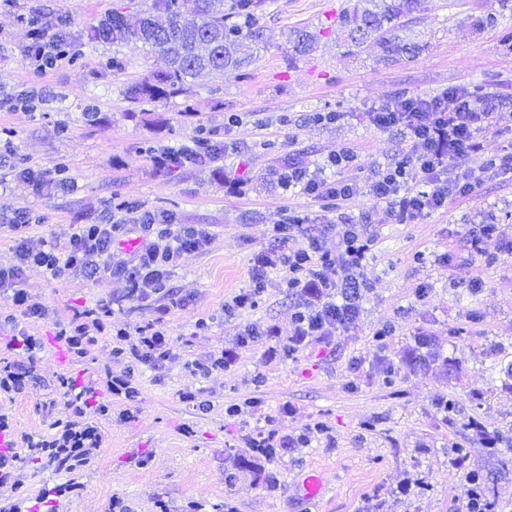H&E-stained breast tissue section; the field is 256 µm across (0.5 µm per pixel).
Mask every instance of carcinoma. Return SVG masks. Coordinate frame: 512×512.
Segmentation results:
<instances>
[{
    "mask_svg": "<svg viewBox=\"0 0 512 512\" xmlns=\"http://www.w3.org/2000/svg\"><path fill=\"white\" fill-rule=\"evenodd\" d=\"M264 0H152L145 15L126 14L114 10L91 27L89 39L96 42L121 43L135 38L163 55L167 69L148 73L125 91L134 104L156 102L173 95L190 92L191 82L201 74H224V69L245 68L251 60L240 56L243 43L263 40V29L257 14ZM421 8V0H379L373 7H360L339 14L340 23L348 30L351 45L359 47L370 41L379 57L400 63L424 50L422 45H409L399 38L402 18ZM315 37L305 30L296 31L295 52L306 55L313 51ZM85 407L101 410L108 401L98 395V388L82 386ZM40 411L54 422L64 421L67 411L58 408L55 400L39 403ZM90 449L70 454L57 448L37 444L20 454L0 453V486L11 483L13 473L8 467L16 463L36 471L49 470L54 475H67L64 484L44 490L43 498L55 500L48 512H58V497L75 495L81 488L79 478L89 462Z\"/></svg>",
    "mask_w": 512,
    "mask_h": 512,
    "instance_id": "1",
    "label": "carcinoma"
}]
</instances>
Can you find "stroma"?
<instances>
[{
	"instance_id": "obj_1",
	"label": "stroma",
	"mask_w": 512,
	"mask_h": 512,
	"mask_svg": "<svg viewBox=\"0 0 512 512\" xmlns=\"http://www.w3.org/2000/svg\"><path fill=\"white\" fill-rule=\"evenodd\" d=\"M357 2L266 0L259 14L266 43L247 71L197 79L188 95L135 111L126 87L165 69V59L135 40L90 41L87 31L112 10L144 11L150 0H20L0 7V93L34 88L47 94L35 111H0V133L11 132L13 142L0 164V217L29 212L28 234L37 245H65L76 222L93 220L110 203L167 210L210 233L205 250L183 255L170 271L167 287L186 305L167 317L174 354L157 367L112 356V328L142 326L153 317L150 306L128 300L120 278L94 280L79 272L56 278L31 267L21 286L43 309L40 317L25 315L0 294V361L26 362L13 350V338L37 341L28 389L0 395V415L14 436L48 432L37 404L60 398L52 383L57 372L71 371L82 383L135 374L137 401L113 396L108 414L91 407L81 417L102 443L63 512H110L116 501L129 512H219L227 502L237 512H367L372 504L378 512H451L465 498L472 470L493 490L496 512H512V255L488 265L466 245L467 231L490 220L501 239L512 240V178L486 169L512 149V124L495 122L483 133L481 150L467 165L481 172L471 193L418 223L400 224L375 202L372 184L409 143L400 130H377L358 118L397 97L458 85L512 110V42L506 39L512 0H425L401 31L423 50L403 64L379 60L368 43L349 50L348 31L336 17ZM489 13L497 25L475 26ZM61 15L73 56L44 73L25 52L28 20L35 16L50 26ZM297 29L317 37L308 55L293 50ZM318 112L342 118L319 123ZM233 113L239 123L226 128ZM60 123L67 133L57 132ZM202 129L223 143L218 161L173 172L153 161V150L192 144ZM342 148L351 150L354 163L325 169L328 156ZM291 158L324 170L328 179L354 180L359 195L339 208L283 189L276 174ZM28 166L65 167L72 186L34 188L14 174ZM291 210L310 218L296 243L324 225L349 221L362 225L373 245L359 270L364 286L356 319L288 357L280 349L305 300L301 289L281 287L282 272L271 273L255 309L228 314L224 305L249 288L254 258L277 247L274 226ZM445 254L452 265L442 263ZM473 276L483 281L476 292L464 285ZM100 304L112 311L107 332L82 361L59 359L58 325ZM200 317L210 326L197 333ZM253 323L274 329L276 339L242 344ZM386 323L393 336L376 340ZM422 335L431 337L434 359L410 365ZM224 353L235 359L230 368L204 377L190 373L189 362ZM186 389L199 390L207 409L183 403L179 393ZM251 396L261 399L260 412L227 414L230 404ZM446 400L456 405L449 422L438 410ZM318 422L324 432H313ZM476 422L496 432V445L478 441ZM260 427L305 433L309 442L269 460L248 444ZM460 448L469 451L464 466L455 462ZM312 469L322 472L325 492L307 503L296 487ZM271 472L279 478L273 490L263 482ZM230 473L236 476L231 483ZM59 482L51 472L20 469L16 487L0 488V505L20 499L38 512L44 487Z\"/></svg>"
}]
</instances>
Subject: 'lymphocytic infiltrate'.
Listing matches in <instances>:
<instances>
[{
    "label": "lymphocytic infiltrate",
    "mask_w": 512,
    "mask_h": 512,
    "mask_svg": "<svg viewBox=\"0 0 512 512\" xmlns=\"http://www.w3.org/2000/svg\"><path fill=\"white\" fill-rule=\"evenodd\" d=\"M55 31L34 25L26 51L40 71L55 69L66 59L72 44L64 33L66 18H59ZM512 122V113H498L491 100L474 99L465 88L454 89L435 96L398 98L373 108L364 115L375 129L403 131L410 150L376 176L372 194L377 202L386 204L394 219L401 224H413L427 213L443 209L450 197L469 191L476 178L467 162L480 150V135L487 130L493 114ZM464 167L462 181L443 180L448 162ZM284 189L301 187L303 193L315 198H329L346 204L356 197L359 186L349 179L333 181L310 175L297 163H289L286 174L280 177ZM303 218L291 215L275 227L279 251L257 258L251 271L249 289L235 295L232 309H253L264 292L269 270L282 268L285 272L280 285L301 289L314 303L311 312H296L294 328L288 338L289 353H296L315 337L330 335L346 327L357 315L361 283L356 277L372 241L360 225L345 224L339 230L336 247H327L323 236L308 238L306 244L294 241V230ZM31 220L18 213L8 226L13 234L15 263L0 268V292H10L14 306L25 314L38 316L42 310L30 305L20 283L27 268L42 267L52 276L79 271L90 277L117 276L128 284L129 299L152 301L163 294L169 269L187 253L205 250L209 232L195 224L177 223L165 211L141 209L132 204L104 208L95 222L76 225L67 243L61 247L33 250L24 231ZM142 237L139 250L127 258H116L119 241L129 235ZM343 284L342 302L332 301L330 290ZM184 299L169 297L166 303L155 305L154 317L135 330H117L112 355L131 358L144 365L157 366L173 354V345L164 330V319L172 309L183 307ZM106 306L76 312L70 322L60 328L59 338L80 356H87L96 341L97 333L105 329L109 316ZM23 445L39 443L47 448H96L100 442L94 432L78 430L76 421L59 423L51 435H25Z\"/></svg>",
    "instance_id": "lymphocytic-infiltrate-1"
}]
</instances>
